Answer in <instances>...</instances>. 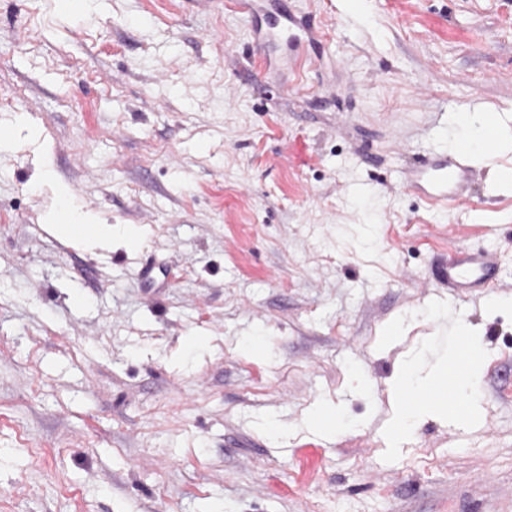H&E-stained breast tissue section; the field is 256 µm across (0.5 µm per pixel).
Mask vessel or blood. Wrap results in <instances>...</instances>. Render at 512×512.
I'll return each instance as SVG.
<instances>
[{
	"label": "vessel or blood",
	"instance_id": "1",
	"mask_svg": "<svg viewBox=\"0 0 512 512\" xmlns=\"http://www.w3.org/2000/svg\"><path fill=\"white\" fill-rule=\"evenodd\" d=\"M474 174L471 149L460 142L450 153L435 155L410 166L403 174L402 185L423 197L432 207L453 208L470 200ZM496 272L495 253L485 249L461 248L449 256L446 276L449 287L468 292L494 286ZM456 381V374H449L428 389L409 392L407 401L413 406L438 401L449 410H458L461 399L456 392Z\"/></svg>",
	"mask_w": 512,
	"mask_h": 512
}]
</instances>
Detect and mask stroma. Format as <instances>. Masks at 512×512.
Instances as JSON below:
<instances>
[{
    "instance_id": "obj_1",
    "label": "stroma",
    "mask_w": 512,
    "mask_h": 512,
    "mask_svg": "<svg viewBox=\"0 0 512 512\" xmlns=\"http://www.w3.org/2000/svg\"><path fill=\"white\" fill-rule=\"evenodd\" d=\"M222 2L0 0V512H512V151L453 212L400 186L452 116L512 131V0H275L325 32L297 73ZM61 189L111 246L53 233ZM457 246L496 288L449 293ZM460 321L480 422L391 447ZM317 407L310 411L306 417V425L313 429H319L329 433H340L341 429L336 423L337 413L335 408ZM322 415H326L323 417Z\"/></svg>"
}]
</instances>
